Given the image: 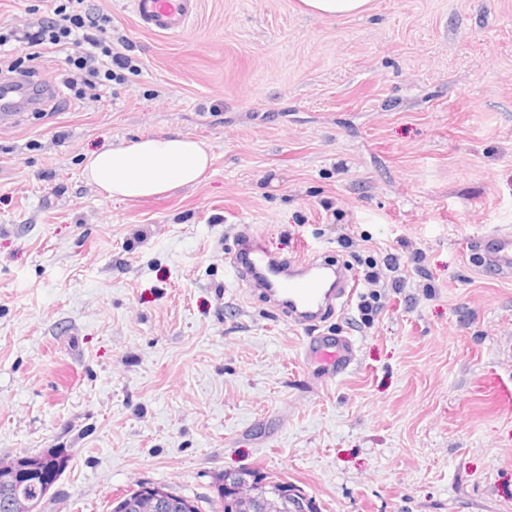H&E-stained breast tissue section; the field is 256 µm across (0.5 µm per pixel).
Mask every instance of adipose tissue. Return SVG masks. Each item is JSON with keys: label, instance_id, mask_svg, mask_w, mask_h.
<instances>
[{"label": "adipose tissue", "instance_id": "obj_1", "mask_svg": "<svg viewBox=\"0 0 512 512\" xmlns=\"http://www.w3.org/2000/svg\"><path fill=\"white\" fill-rule=\"evenodd\" d=\"M210 163L204 143L172 135L91 153L83 174L106 196L139 199L199 183Z\"/></svg>", "mask_w": 512, "mask_h": 512}]
</instances>
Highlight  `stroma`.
<instances>
[{"label": "stroma", "instance_id": "obj_1", "mask_svg": "<svg viewBox=\"0 0 512 512\" xmlns=\"http://www.w3.org/2000/svg\"><path fill=\"white\" fill-rule=\"evenodd\" d=\"M137 73L0 114V462L56 449L38 512H112L145 483L208 501L227 471L281 476L319 512H512V279L473 239L512 231V0H198L186 32L92 0ZM52 0H0V31ZM204 142L193 186L101 194L88 154ZM280 258L421 249L429 287L321 327L357 361L318 379L307 335L229 271L240 236ZM349 237L353 249L341 247ZM307 12L317 16H339L363 13L371 0H301Z\"/></svg>", "mask_w": 512, "mask_h": 512}]
</instances>
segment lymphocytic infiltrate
<instances>
[{"label":"lymphocytic infiltrate","instance_id":"1","mask_svg":"<svg viewBox=\"0 0 512 512\" xmlns=\"http://www.w3.org/2000/svg\"><path fill=\"white\" fill-rule=\"evenodd\" d=\"M112 19L104 13L92 11L87 0H63L52 17L33 25L15 27L0 32V58H11L14 52H24L26 59L35 60L47 52L64 50L68 62L83 73L85 86L96 87L100 79L116 78L118 72L135 71L129 43L113 47ZM425 256L413 250L409 256L385 251L379 256L362 260V285L358 311L361 320L370 321L378 310L376 291L380 288H405L409 273L426 277Z\"/></svg>","mask_w":512,"mask_h":512}]
</instances>
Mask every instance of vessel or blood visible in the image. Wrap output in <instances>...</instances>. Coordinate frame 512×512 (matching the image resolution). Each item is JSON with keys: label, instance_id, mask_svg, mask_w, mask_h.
<instances>
[{"label": "vessel or blood", "instance_id": "obj_1", "mask_svg": "<svg viewBox=\"0 0 512 512\" xmlns=\"http://www.w3.org/2000/svg\"><path fill=\"white\" fill-rule=\"evenodd\" d=\"M133 14L149 30L173 34L185 31L197 10V0H130ZM484 272L512 276V231L493 230L476 242ZM229 267L235 277L254 287L277 311L310 335L303 347L306 364L322 378L347 373L356 358V344L349 336L320 333L319 327L343 309L354 293L353 279L340 264L320 262L318 256L281 259L271 255L254 237L240 239Z\"/></svg>", "mask_w": 512, "mask_h": 512}]
</instances>
